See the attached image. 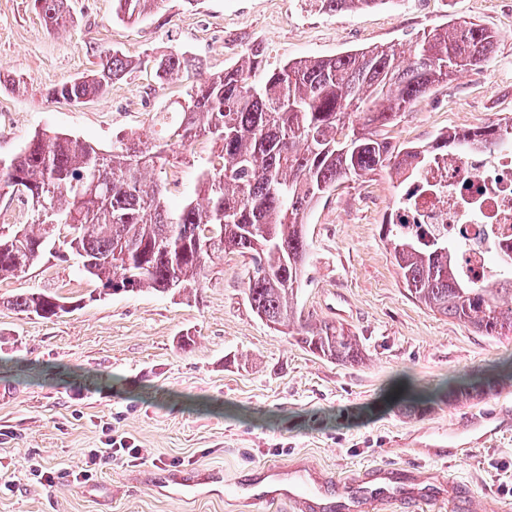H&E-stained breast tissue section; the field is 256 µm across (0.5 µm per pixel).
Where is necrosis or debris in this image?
Returning <instances> with one entry per match:
<instances>
[{"label":"necrosis or debris","mask_w":512,"mask_h":512,"mask_svg":"<svg viewBox=\"0 0 512 512\" xmlns=\"http://www.w3.org/2000/svg\"><path fill=\"white\" fill-rule=\"evenodd\" d=\"M391 218L459 244L464 274L492 275L498 262L512 257V146L431 155Z\"/></svg>","instance_id":"obj_1"}]
</instances>
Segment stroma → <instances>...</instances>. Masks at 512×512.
<instances>
[{
	"mask_svg": "<svg viewBox=\"0 0 512 512\" xmlns=\"http://www.w3.org/2000/svg\"><path fill=\"white\" fill-rule=\"evenodd\" d=\"M112 2L67 0L72 22L53 31L33 0H0V161L42 130L107 151L122 138L153 141L156 113L183 101L189 82L253 48L274 69L408 44L445 23L494 32L491 60L435 87L385 136L428 146L512 120V0H387L338 14L312 0H152L134 23ZM115 49L137 67L108 93L74 105L46 98ZM173 49L199 66L158 81L152 61ZM213 152L200 141L170 155V211L195 198ZM399 190L378 171L337 185L304 217L298 303L357 336L353 365L317 357L260 321L244 294L248 260L236 253L215 258L187 298L103 295L75 261L49 255L0 281V512H237L261 466L303 461L349 479L374 464L403 466L421 449L429 474L468 486L471 500L455 512H512V334L480 335L410 297L383 236ZM22 290L66 298L70 310L49 320L20 312L7 300ZM186 335L195 342L184 349ZM475 375L495 376L497 391L463 403L439 397ZM413 404L422 414L406 415ZM114 438L140 457L79 478L88 453ZM171 471L209 475L203 496L164 495Z\"/></svg>",
	"mask_w": 512,
	"mask_h": 512,
	"instance_id": "35a3bbf8",
	"label": "stroma"
}]
</instances>
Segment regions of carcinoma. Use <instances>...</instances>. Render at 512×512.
<instances>
[{
	"label": "carcinoma",
	"instance_id": "carcinoma-1",
	"mask_svg": "<svg viewBox=\"0 0 512 512\" xmlns=\"http://www.w3.org/2000/svg\"><path fill=\"white\" fill-rule=\"evenodd\" d=\"M151 0H113L115 13L137 20ZM386 0H315L336 13L373 8ZM49 29L67 22V0H34ZM497 37L474 23L436 26L406 48L347 51L330 59L289 61L274 70L262 53L190 85L159 143L129 138L104 152L71 135L37 132L9 161L0 187L36 206L37 230L0 224V280L26 272L45 252L76 256L104 293L148 288L175 295L203 284L216 256L249 257L246 295L252 312L297 336L312 354L342 364L362 359L357 338L334 323L312 324L298 308L307 256L303 217L311 202L336 184L377 170L401 177L434 152L457 142L469 149L512 142V124L441 135L429 146L394 147L384 128L453 75L487 64ZM155 74L171 78L197 67L185 51L153 59ZM133 70L124 54L99 57L97 69L47 91L53 101L78 104L105 94ZM198 140L217 159L200 171L197 200L173 215L167 187L149 172L166 154ZM102 170L111 181L88 187ZM386 239L403 283L430 310L469 325L482 336L512 333V276L475 281L459 270L458 248L391 224ZM13 308L43 319L66 311L62 298L35 291L10 297ZM497 382L475 376L448 389L457 402L489 395Z\"/></svg>",
	"mask_w": 512,
	"mask_h": 512
}]
</instances>
